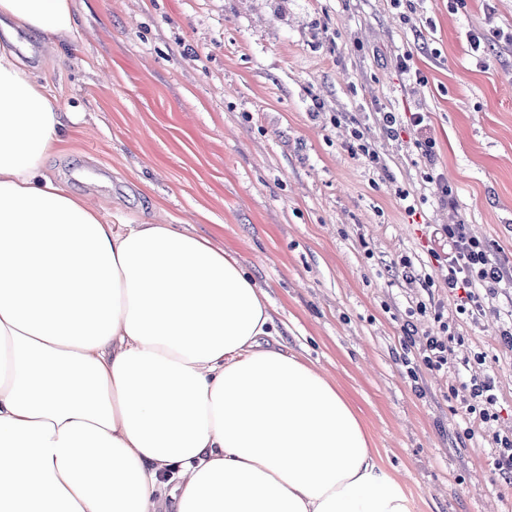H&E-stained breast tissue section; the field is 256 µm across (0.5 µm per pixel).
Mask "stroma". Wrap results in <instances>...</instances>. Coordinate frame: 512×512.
Wrapping results in <instances>:
<instances>
[{"instance_id": "stroma-1", "label": "stroma", "mask_w": 512, "mask_h": 512, "mask_svg": "<svg viewBox=\"0 0 512 512\" xmlns=\"http://www.w3.org/2000/svg\"><path fill=\"white\" fill-rule=\"evenodd\" d=\"M59 52L13 44L63 112L47 175L117 224H184L235 252L285 322V339L360 409L411 512H512V483L460 438L453 369L474 352L512 433V351L496 343L512 284L478 318L448 372L405 363L406 326L438 333L417 302L453 296L429 251L465 220L512 258V0H73ZM487 35L479 51L468 38ZM411 53L420 79L398 66ZM385 112H423L391 129ZM363 132L377 162L352 155ZM432 137L441 182L417 146ZM448 184L456 208L441 202ZM418 199L408 215L400 192ZM411 268H404L403 259ZM435 274L432 289L409 269Z\"/></svg>"}]
</instances>
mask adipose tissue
<instances>
[{"label": "adipose tissue", "instance_id": "obj_1", "mask_svg": "<svg viewBox=\"0 0 512 512\" xmlns=\"http://www.w3.org/2000/svg\"><path fill=\"white\" fill-rule=\"evenodd\" d=\"M51 47L72 0H0ZM74 115L0 45V512H411L235 254L43 172Z\"/></svg>", "mask_w": 512, "mask_h": 512}]
</instances>
